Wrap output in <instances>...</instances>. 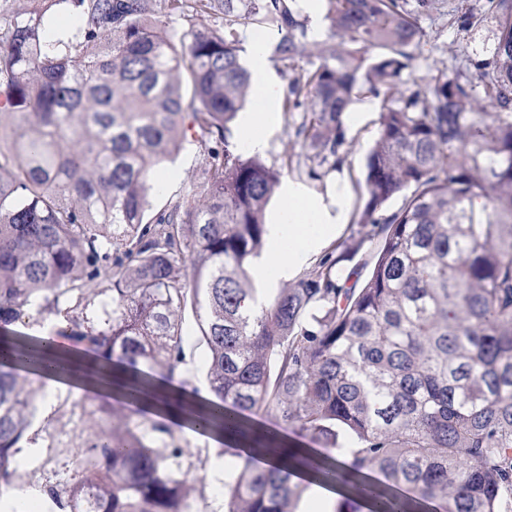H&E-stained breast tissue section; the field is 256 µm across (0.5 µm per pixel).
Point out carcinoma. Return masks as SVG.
<instances>
[{
	"label": "carcinoma",
	"mask_w": 512,
	"mask_h": 512,
	"mask_svg": "<svg viewBox=\"0 0 512 512\" xmlns=\"http://www.w3.org/2000/svg\"><path fill=\"white\" fill-rule=\"evenodd\" d=\"M490 61L409 80L438 0H322L326 39L309 34L297 0H0V329L25 312L119 365L145 393L174 384L184 313L196 314L211 397L195 432L241 433L271 412L336 454L322 481L368 492L372 512H503L512 503V0ZM274 31L291 68L282 93L302 110L296 138L323 164L346 161L343 115L378 102L356 223L372 262L343 274L338 245L289 288L261 301L250 265L284 173L248 154L232 123L249 97L244 29ZM493 112H487V108ZM190 141L199 181L153 206L158 175ZM484 204L475 207V201ZM399 201L392 208L390 203ZM39 337L0 336V482L18 479L36 391L20 371H46ZM96 428L72 445L82 477L66 512H186L206 461L167 423L104 399L82 412ZM291 464L252 455L224 482V512H294L305 487Z\"/></svg>",
	"instance_id": "obj_1"
}]
</instances>
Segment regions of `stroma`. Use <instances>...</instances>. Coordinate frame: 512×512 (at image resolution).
Listing matches in <instances>:
<instances>
[{
	"label": "stroma",
	"mask_w": 512,
	"mask_h": 512,
	"mask_svg": "<svg viewBox=\"0 0 512 512\" xmlns=\"http://www.w3.org/2000/svg\"><path fill=\"white\" fill-rule=\"evenodd\" d=\"M473 11L478 21L469 29L458 30L448 24L446 13L449 7ZM429 34L430 43L413 64L411 74L422 78L451 69L456 61L463 58L486 60L492 57L498 34V22L488 12L485 0H442L437 12L423 22ZM361 103H354L351 114L345 115L344 122L349 129L346 145L347 160L338 174L328 175L324 184L333 187L336 179L343 178L351 185L352 207L362 206L366 195L364 190L366 158L378 136L379 112L371 110L367 120L358 124L353 120L355 112L361 111ZM300 121L299 114H284L275 110L272 122L265 129L269 146L262 157L268 165H280L284 153H301L294 128ZM202 149L199 145L188 144L180 151L175 161L169 164L164 173L167 193L181 190L187 183L197 180L200 174ZM82 399L87 408L99 405L100 398L95 394L78 395L69 386L58 388L54 396V406L50 414H36L32 426L40 446L38 450L23 447L18 458L28 472V481L21 485V494L10 499H0V512H32L39 502V492L51 486L63 489L78 478L79 471L69 453L72 444L82 441L87 435L79 413L71 412L69 403ZM180 438L188 439L189 451L193 456L207 459L204 496H191L192 512H224V500L217 494V487L229 479L236 459L230 447L215 445L208 437L189 438L187 427L177 429Z\"/></svg>",
	"instance_id": "35a3bbf8"
}]
</instances>
